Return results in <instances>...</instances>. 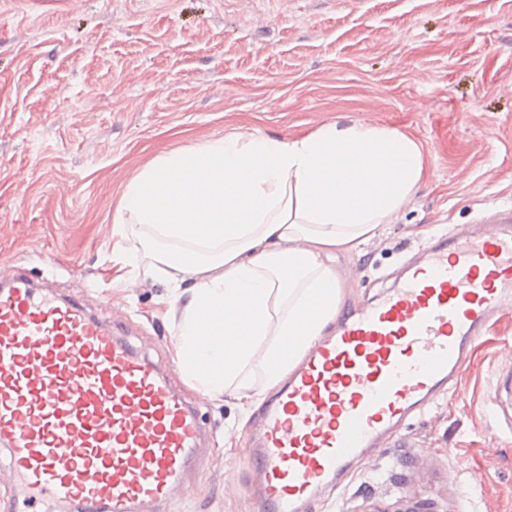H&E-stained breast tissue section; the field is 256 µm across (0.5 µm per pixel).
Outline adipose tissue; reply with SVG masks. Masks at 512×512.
I'll return each instance as SVG.
<instances>
[{
	"label": "adipose tissue",
	"mask_w": 512,
	"mask_h": 512,
	"mask_svg": "<svg viewBox=\"0 0 512 512\" xmlns=\"http://www.w3.org/2000/svg\"><path fill=\"white\" fill-rule=\"evenodd\" d=\"M424 173L420 143L358 121L296 139L212 138L126 184L112 231L132 244L113 263L184 301L174 348L187 378L212 395L233 389L246 416L338 313L337 251L391 223ZM205 323L218 343L200 342Z\"/></svg>",
	"instance_id": "adipose-tissue-1"
}]
</instances>
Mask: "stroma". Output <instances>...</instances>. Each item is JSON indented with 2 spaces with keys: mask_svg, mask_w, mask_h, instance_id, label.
<instances>
[{
  "mask_svg": "<svg viewBox=\"0 0 512 512\" xmlns=\"http://www.w3.org/2000/svg\"><path fill=\"white\" fill-rule=\"evenodd\" d=\"M419 142L412 202L336 269L368 301L441 233L512 205V0H0V268L112 321L187 384L185 315L159 282L118 279L127 182L156 157L244 129L289 139L330 122ZM512 316L454 392L309 512H512ZM211 461L166 512H256L233 392L204 395Z\"/></svg>",
  "mask_w": 512,
  "mask_h": 512,
  "instance_id": "35a3bbf8",
  "label": "stroma"
}]
</instances>
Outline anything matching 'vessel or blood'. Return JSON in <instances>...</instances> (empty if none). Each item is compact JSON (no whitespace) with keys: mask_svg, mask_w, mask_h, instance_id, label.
I'll use <instances>...</instances> for the list:
<instances>
[{"mask_svg":"<svg viewBox=\"0 0 512 512\" xmlns=\"http://www.w3.org/2000/svg\"><path fill=\"white\" fill-rule=\"evenodd\" d=\"M498 228L425 245L399 283L350 303L246 435L263 512H304L369 448L456 387L512 300V207ZM197 408L143 349L83 304L0 271V451L15 512H160L203 473Z\"/></svg>","mask_w":512,"mask_h":512,"instance_id":"vessel-or-blood-1","label":"vessel or blood"}]
</instances>
